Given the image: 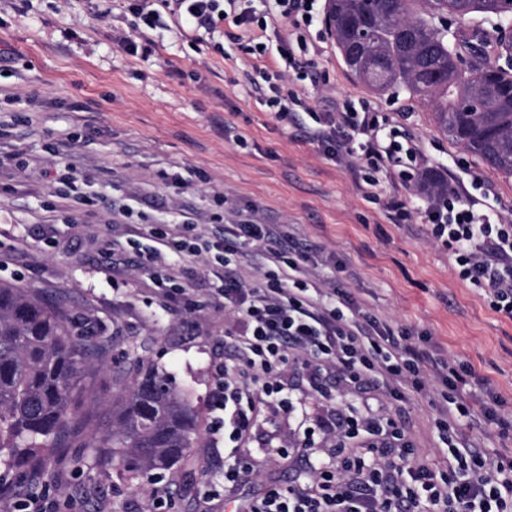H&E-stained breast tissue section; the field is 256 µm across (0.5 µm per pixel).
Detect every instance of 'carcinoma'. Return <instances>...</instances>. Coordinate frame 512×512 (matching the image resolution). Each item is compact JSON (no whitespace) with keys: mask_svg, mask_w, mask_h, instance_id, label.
Instances as JSON below:
<instances>
[{"mask_svg":"<svg viewBox=\"0 0 512 512\" xmlns=\"http://www.w3.org/2000/svg\"><path fill=\"white\" fill-rule=\"evenodd\" d=\"M427 4L426 15L411 10ZM332 37L351 73L379 93L403 90L433 106L438 128L489 168L512 175V45L477 31L438 34L435 15L502 21L505 0H331ZM371 31L359 48L352 33ZM472 44L470 78L459 77V47ZM465 99L476 112L461 111ZM104 341L77 322L64 303L0 285V469L39 487L37 477L81 435L79 405L84 378L102 361ZM112 425L82 443L95 461L129 478L167 470L185 461L196 434L197 414L167 375L140 369L113 405Z\"/></svg>","mask_w":512,"mask_h":512,"instance_id":"obj_1","label":"carcinoma"}]
</instances>
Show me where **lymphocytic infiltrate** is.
I'll use <instances>...</instances> for the list:
<instances>
[{
	"mask_svg": "<svg viewBox=\"0 0 512 512\" xmlns=\"http://www.w3.org/2000/svg\"><path fill=\"white\" fill-rule=\"evenodd\" d=\"M164 8L196 29L210 31L224 21L248 35L266 29L270 16L313 19L309 0H129L128 5L150 29L159 25ZM269 103L281 119L303 109L314 123V140L347 163L363 161L377 171L408 164L414 176L425 173L421 146L397 127L385 126L369 108L347 100L320 112L284 87L275 88ZM421 217L453 256L459 276L482 291L492 309L512 317V222L483 212L477 198L453 185L437 192ZM145 234L150 244L142 259L147 265L171 248L188 261L212 255L211 270L224 284V307L239 324L224 336L239 349V360L217 365L214 392V406L224 413V435L232 444L233 462L224 470L226 495H235L265 461L288 457L293 450L288 440L259 458L247 446L260 417L257 403L291 411L285 390L293 362H302L311 380L339 368L347 385L381 387L396 398L408 388L424 390L434 377L450 390L434 422L448 451L447 476H438L419 458L404 430H386L383 416L366 411L353 417L336 410L321 422L323 440L361 431L362 454L310 467L301 485L269 484L247 512H512V457L487 456L454 437L459 422L472 416L462 393L466 379L457 366L417 346L407 332L353 311L351 300L336 288L312 281L303 257L284 245L276 225L239 222L221 242L201 236L180 240L153 227ZM238 240L264 248L268 269L261 277L249 281L238 274Z\"/></svg>",
	"mask_w": 512,
	"mask_h": 512,
	"instance_id": "obj_1",
	"label": "lymphocytic infiltrate"
}]
</instances>
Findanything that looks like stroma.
<instances>
[{
    "instance_id": "obj_1",
    "label": "stroma",
    "mask_w": 512,
    "mask_h": 512,
    "mask_svg": "<svg viewBox=\"0 0 512 512\" xmlns=\"http://www.w3.org/2000/svg\"><path fill=\"white\" fill-rule=\"evenodd\" d=\"M127 5L0 0V284L64 296L70 313L111 340L103 368L83 382L84 435L111 423L120 395L112 374L119 369L125 381L134 379L136 346L191 401L197 435L185 465L132 480L70 449L50 484L35 492L47 512L69 500L80 512H149L159 496L167 501L161 512H239L269 483L295 484L308 466L295 455L271 462L225 499L230 456L211 422L214 366L234 357L224 343L233 317L205 262L170 252L158 266L143 267L146 224L189 222L209 239L252 218L280 225L295 243L317 246L312 279L347 291L363 313L467 366L473 410L488 406L512 423V318L491 309L430 238L418 213L426 199L418 181L332 158L309 138L306 115L278 119L265 100L284 82L321 111L347 99L366 103L420 143L429 174L479 176L469 193L508 218L512 175L442 134L428 107L408 94H377L356 80L326 27L327 0H317L306 30L313 65L306 79L286 82L277 56L248 53L238 29L222 23L208 33L164 15L162 27L137 37L151 47L149 58L130 55L117 43L136 22ZM67 138L88 198L73 207L53 178L64 167L54 149ZM368 174L377 180L373 200L359 188ZM392 196L407 200L410 217L385 208ZM126 203L132 217L115 218ZM288 386L296 411L259 426L249 444L254 454L298 434L300 423L319 422L330 407L324 394L335 390L347 408L387 402L420 457L445 467L433 427L439 380L387 400L370 388L343 387L332 373L312 387L294 365Z\"/></svg>"
}]
</instances>
